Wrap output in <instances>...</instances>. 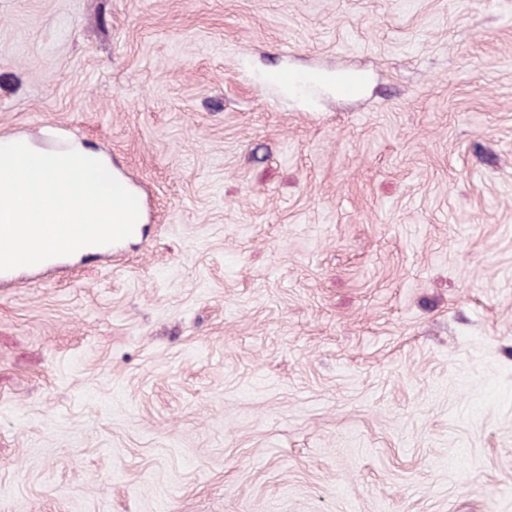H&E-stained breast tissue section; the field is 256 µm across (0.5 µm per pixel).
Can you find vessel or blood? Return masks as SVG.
Wrapping results in <instances>:
<instances>
[{"label": "vessel or blood", "mask_w": 512, "mask_h": 512, "mask_svg": "<svg viewBox=\"0 0 512 512\" xmlns=\"http://www.w3.org/2000/svg\"><path fill=\"white\" fill-rule=\"evenodd\" d=\"M113 200L120 204L128 215L124 224H108L102 227L97 238H90L84 225L51 224L46 228L47 245L41 253L27 251V230L20 224L0 225V288L14 284L16 274L24 269H52L61 266L65 257L88 249L95 250L99 258L112 259L114 246L133 234L141 222L144 203L134 194L125 180L115 178Z\"/></svg>", "instance_id": "b4317fda"}]
</instances>
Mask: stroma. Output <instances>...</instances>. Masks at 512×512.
I'll return each instance as SVG.
<instances>
[{"label":"stroma","mask_w":512,"mask_h":512,"mask_svg":"<svg viewBox=\"0 0 512 512\" xmlns=\"http://www.w3.org/2000/svg\"><path fill=\"white\" fill-rule=\"evenodd\" d=\"M48 129L149 216L0 288V512H512V0H0Z\"/></svg>","instance_id":"35a3bbf8"}]
</instances>
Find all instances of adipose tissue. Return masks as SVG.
I'll use <instances>...</instances> for the list:
<instances>
[{"label":"adipose tissue","mask_w":512,"mask_h":512,"mask_svg":"<svg viewBox=\"0 0 512 512\" xmlns=\"http://www.w3.org/2000/svg\"><path fill=\"white\" fill-rule=\"evenodd\" d=\"M112 181L111 157L80 141L0 136V224L121 223Z\"/></svg>","instance_id":"adipose-tissue-1"}]
</instances>
